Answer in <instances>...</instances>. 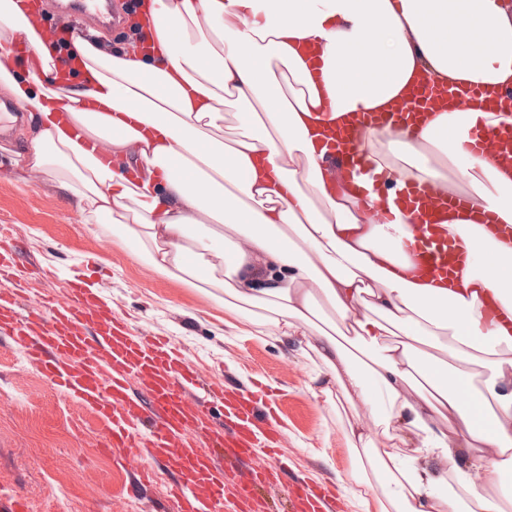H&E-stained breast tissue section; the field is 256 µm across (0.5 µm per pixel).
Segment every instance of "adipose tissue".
<instances>
[{
	"label": "adipose tissue",
	"mask_w": 512,
	"mask_h": 512,
	"mask_svg": "<svg viewBox=\"0 0 512 512\" xmlns=\"http://www.w3.org/2000/svg\"><path fill=\"white\" fill-rule=\"evenodd\" d=\"M134 24L121 55L62 47L23 0H0V83L35 112L29 163L122 224L155 271L219 289L225 309L316 355L308 390L362 405L395 442L343 431L362 512H505L512 484L472 472L512 474V242L478 222L512 224V172L468 131L512 113L474 101L362 134L399 181L465 197L446 222L464 266L439 280L414 275L404 216L372 218L389 189L332 176L326 131L391 112L421 78L512 84V0H135ZM21 40L34 57H16ZM232 101L243 128L228 139Z\"/></svg>",
	"instance_id": "1"
}]
</instances>
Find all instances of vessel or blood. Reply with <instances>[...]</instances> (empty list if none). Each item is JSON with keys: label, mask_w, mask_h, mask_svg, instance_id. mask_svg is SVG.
<instances>
[{"label": "vessel or blood", "mask_w": 512, "mask_h": 512, "mask_svg": "<svg viewBox=\"0 0 512 512\" xmlns=\"http://www.w3.org/2000/svg\"><path fill=\"white\" fill-rule=\"evenodd\" d=\"M102 25L96 0H78L61 11L51 32L59 40L89 38ZM434 90L424 81L393 115L338 121L333 129L341 143L330 162L367 186L394 183L397 201L412 212L405 251L414 272L436 276L460 261L438 219L463 207L464 197L429 182L395 184L393 172L377 169L359 150L364 127H395L405 115L420 119ZM470 137L478 153L512 165L511 129L476 127ZM13 260V245L0 241V334L21 346L25 360L42 368L58 390L91 410L109 447L139 464L141 484L155 482L156 462L176 473L174 512H222L229 493L239 512H255L258 491L286 481V467L272 473L265 466L266 458L284 459L288 446L285 435L266 423V396L204 380L167 337L134 330L99 293L75 286L65 303L22 305V290L12 283ZM287 483L290 512H336L333 488Z\"/></svg>", "instance_id": "1"}]
</instances>
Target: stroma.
I'll use <instances>...</instances> for the list:
<instances>
[{"instance_id":"obj_1","label":"stroma","mask_w":512,"mask_h":512,"mask_svg":"<svg viewBox=\"0 0 512 512\" xmlns=\"http://www.w3.org/2000/svg\"><path fill=\"white\" fill-rule=\"evenodd\" d=\"M33 123L26 117L0 138V234L16 237L22 265L56 272L32 280L33 294L64 299L80 279L138 329L169 337L202 373L240 385L261 380L279 403L291 474L334 483L343 512H360L344 490L352 482L342 438L349 417L306 387L317 361L256 332L248 315L225 311L218 290L154 271L111 216H86L63 195L53 172H21L16 160L29 150ZM103 443L87 409L0 338V496H24L29 512H154L174 472L132 494L130 465Z\"/></svg>"}]
</instances>
